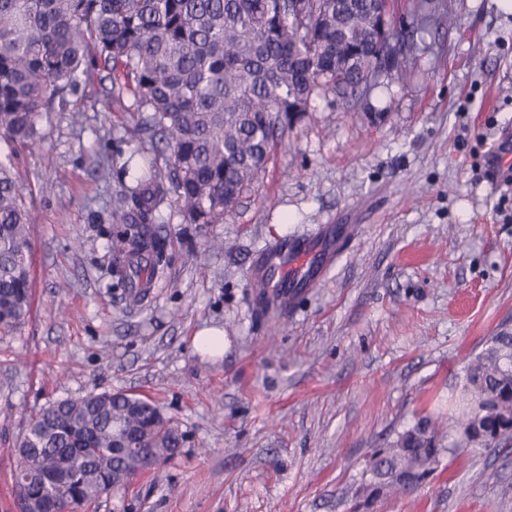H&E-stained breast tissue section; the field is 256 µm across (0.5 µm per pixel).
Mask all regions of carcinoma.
<instances>
[{
  "label": "carcinoma",
  "mask_w": 512,
  "mask_h": 512,
  "mask_svg": "<svg viewBox=\"0 0 512 512\" xmlns=\"http://www.w3.org/2000/svg\"><path fill=\"white\" fill-rule=\"evenodd\" d=\"M385 0H0V143L40 144L42 114L79 77L107 72L105 96L133 97L140 151L153 161L112 171L105 234L112 286L164 273L157 227L169 195L186 224H222L265 170L277 140L315 98L356 110L380 85L404 83L413 46L393 21L379 57L370 20ZM31 216L11 156L0 159V332L29 318ZM465 406L452 430L428 416L379 448L348 512L420 487L444 453L512 443V331L464 367ZM121 428L133 447L112 450ZM184 436L155 402L105 390L48 403L16 443L15 500L82 512L180 453Z\"/></svg>",
  "instance_id": "obj_1"
}]
</instances>
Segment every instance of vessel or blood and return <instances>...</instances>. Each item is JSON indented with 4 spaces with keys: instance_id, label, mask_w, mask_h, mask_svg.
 I'll list each match as a JSON object with an SVG mask.
<instances>
[{
    "instance_id": "1",
    "label": "vessel or blood",
    "mask_w": 512,
    "mask_h": 512,
    "mask_svg": "<svg viewBox=\"0 0 512 512\" xmlns=\"http://www.w3.org/2000/svg\"><path fill=\"white\" fill-rule=\"evenodd\" d=\"M346 240L345 230L327 224L307 238L270 241L254 254L249 281L263 285L266 299L289 311L303 292L327 278Z\"/></svg>"
}]
</instances>
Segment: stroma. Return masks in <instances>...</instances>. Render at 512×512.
Instances as JSON below:
<instances>
[{"label": "stroma", "instance_id": "stroma-1", "mask_svg": "<svg viewBox=\"0 0 512 512\" xmlns=\"http://www.w3.org/2000/svg\"><path fill=\"white\" fill-rule=\"evenodd\" d=\"M452 24L414 34L417 72L359 111L312 102L220 224L162 208L166 276L144 301L112 288L101 235L113 151L136 112L98 77L44 113L19 151L32 215L30 318L0 333V512H18L13 448L48 402L145 396L185 435L158 476L86 512H346L368 461L417 417L446 420L463 369L512 328V187L486 164L512 130V20L493 0H428ZM355 225L329 278L271 321L248 285L254 251ZM224 332L213 358L196 331ZM374 512H512V446L442 456Z\"/></svg>", "mask_w": 512, "mask_h": 512}]
</instances>
